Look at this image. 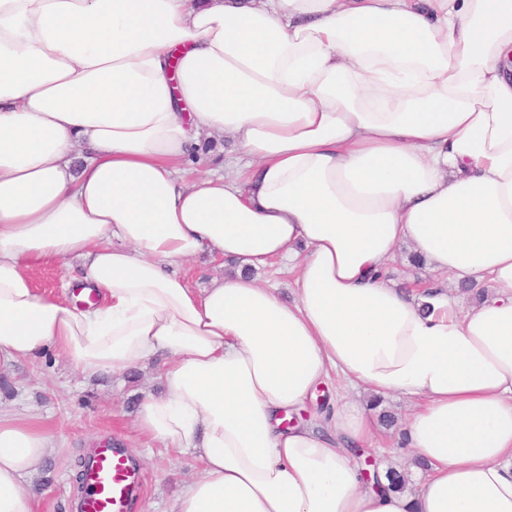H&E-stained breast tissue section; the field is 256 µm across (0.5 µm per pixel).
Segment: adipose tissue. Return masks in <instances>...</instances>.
I'll return each instance as SVG.
<instances>
[{
  "label": "adipose tissue",
  "mask_w": 512,
  "mask_h": 512,
  "mask_svg": "<svg viewBox=\"0 0 512 512\" xmlns=\"http://www.w3.org/2000/svg\"><path fill=\"white\" fill-rule=\"evenodd\" d=\"M216 137L235 177L185 180ZM404 244L437 281L389 282ZM205 253L237 269L197 291ZM73 259L104 304L35 288ZM49 347L165 355L136 427L203 464L174 512H512V0H0V366ZM332 371L415 401L413 493L363 479L347 397L283 427ZM51 450L0 409V512ZM255 279L259 284H277L281 297L287 301L292 300L290 282L293 279V273L288 272V268L281 262H274L255 271Z\"/></svg>",
  "instance_id": "obj_1"
}]
</instances>
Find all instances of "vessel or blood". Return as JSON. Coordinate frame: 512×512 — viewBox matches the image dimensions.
<instances>
[{"label":"vessel or blood","mask_w":512,"mask_h":512,"mask_svg":"<svg viewBox=\"0 0 512 512\" xmlns=\"http://www.w3.org/2000/svg\"><path fill=\"white\" fill-rule=\"evenodd\" d=\"M84 482L81 512H127L140 478L125 453L107 442L95 449L85 467Z\"/></svg>","instance_id":"1"}]
</instances>
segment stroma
Here are the masks:
<instances>
[{
  "label": "stroma",
  "mask_w": 512,
  "mask_h": 512,
  "mask_svg": "<svg viewBox=\"0 0 512 512\" xmlns=\"http://www.w3.org/2000/svg\"><path fill=\"white\" fill-rule=\"evenodd\" d=\"M161 389L156 362L143 368L94 377L82 374L61 352L47 348L31 360L0 369V405L38 417L56 447L23 487L37 512H77L82 495L77 474L100 440L126 448L144 484L127 512H173L177 496L202 466L192 451L175 453L137 432L135 419L144 397ZM393 427H380L381 447L371 449L376 464L407 468L410 449L400 433L413 405L386 398Z\"/></svg>",
  "instance_id": "35a3bbf8"
}]
</instances>
